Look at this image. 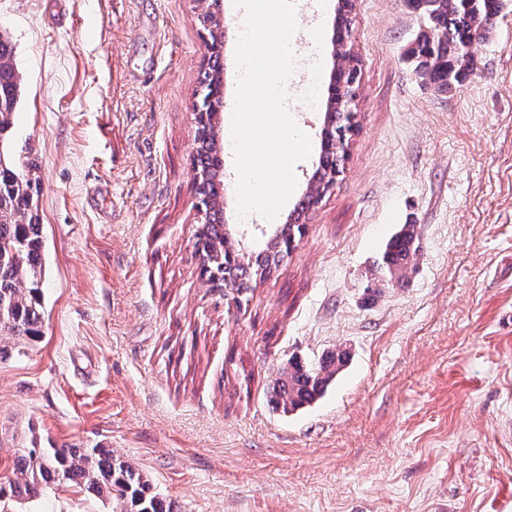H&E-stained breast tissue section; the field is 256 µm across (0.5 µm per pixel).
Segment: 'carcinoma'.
Listing matches in <instances>:
<instances>
[{
  "label": "carcinoma",
  "mask_w": 512,
  "mask_h": 512,
  "mask_svg": "<svg viewBox=\"0 0 512 512\" xmlns=\"http://www.w3.org/2000/svg\"><path fill=\"white\" fill-rule=\"evenodd\" d=\"M427 21L411 56L415 72L439 92L454 87L473 70L474 58L464 48L475 36L486 37L491 21L504 7V0H412ZM13 44L0 32V359L10 352H22L36 341L42 330V279L44 241L36 206V165L30 148L9 139L11 117L21 101V84L13 65ZM207 108L217 113L223 100L222 70L211 72L206 85ZM414 226L405 225L387 244L382 269L390 278L406 275L408 260L415 255ZM290 240L273 235L249 257L253 274L264 278L289 256ZM238 250L227 247V239L205 238L204 266L224 274L235 262ZM347 352L338 351L306 369L288 363L278 370L271 389V401L288 414L322 396L347 362ZM57 479L94 494L115 500L120 512H172L171 506L153 491L150 480L134 464L123 460L110 448H70L41 446L32 437L21 449L11 492L36 499Z\"/></svg>",
  "instance_id": "1"
}]
</instances>
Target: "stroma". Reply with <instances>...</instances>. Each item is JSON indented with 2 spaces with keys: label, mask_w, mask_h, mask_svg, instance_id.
I'll use <instances>...</instances> for the list:
<instances>
[{
  "label": "stroma",
  "mask_w": 512,
  "mask_h": 512,
  "mask_svg": "<svg viewBox=\"0 0 512 512\" xmlns=\"http://www.w3.org/2000/svg\"><path fill=\"white\" fill-rule=\"evenodd\" d=\"M337 0H294L285 110L319 158L308 98ZM201 0H0L38 169L42 335L0 361V512H112L8 485L31 437L104 446L177 512H512V0L445 93L414 71L412 0H357L359 129L279 269L240 299L200 272L193 106ZM242 11L223 0L226 139ZM402 280L376 263L402 225ZM348 362L282 414L280 366Z\"/></svg>",
  "instance_id": "35a3bbf8"
}]
</instances>
